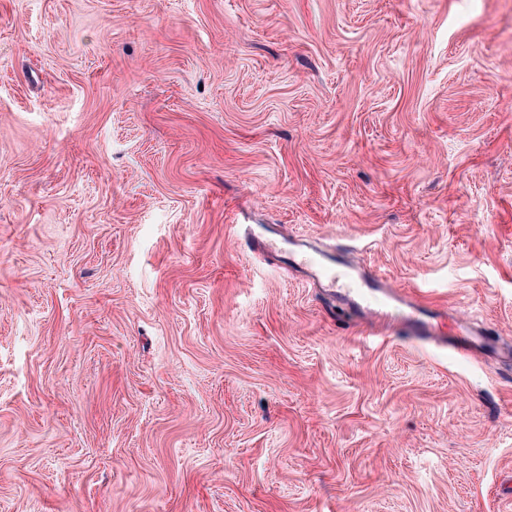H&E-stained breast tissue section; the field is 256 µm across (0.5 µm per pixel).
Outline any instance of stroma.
Returning a JSON list of instances; mask_svg holds the SVG:
<instances>
[{
	"instance_id": "obj_1",
	"label": "stroma",
	"mask_w": 512,
	"mask_h": 512,
	"mask_svg": "<svg viewBox=\"0 0 512 512\" xmlns=\"http://www.w3.org/2000/svg\"><path fill=\"white\" fill-rule=\"evenodd\" d=\"M512 0H0V512H512ZM231 227L239 237L240 245L259 258L278 250L275 241L256 236L248 224H231ZM295 246L294 263L297 269L313 282L322 279L325 288L341 305L370 315L374 322H380L383 317L382 308L387 302H404L411 311L402 322L401 331L406 336L423 341L440 340L437 333L438 319H446V311L430 310L407 299V296L390 287L383 274L371 267L355 265L346 259L341 263L342 272L336 274V259L333 255L313 250L302 243H296ZM340 279L342 283L336 288ZM457 332V336L448 337V350L456 355L477 359L493 348L484 335L472 330L468 323L459 321Z\"/></svg>"
}]
</instances>
